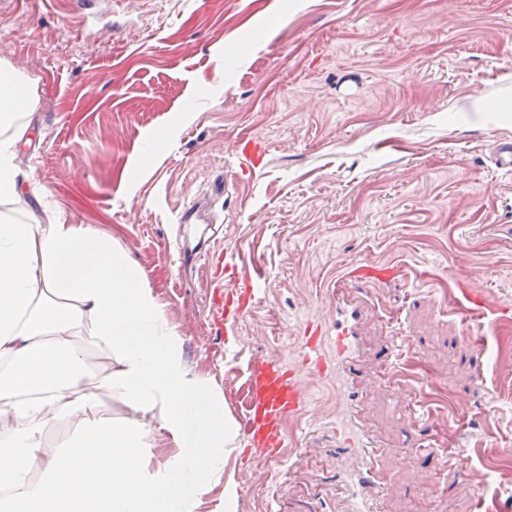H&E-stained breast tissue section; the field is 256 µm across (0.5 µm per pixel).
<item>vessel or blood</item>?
Wrapping results in <instances>:
<instances>
[{
	"label": "vessel or blood",
	"mask_w": 512,
	"mask_h": 512,
	"mask_svg": "<svg viewBox=\"0 0 512 512\" xmlns=\"http://www.w3.org/2000/svg\"><path fill=\"white\" fill-rule=\"evenodd\" d=\"M359 322L357 307L337 303L333 336H326L323 328H315L301 347L298 366L263 365L251 385L247 425L267 456L278 457L285 446V419L300 418L305 408L299 367L323 377H334L340 399L329 436L336 441V484L348 501L349 512H375V493L379 488L377 455L356 419L357 379L362 373L356 358Z\"/></svg>",
	"instance_id": "b4317fda"
}]
</instances>
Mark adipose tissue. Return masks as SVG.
Returning <instances> with one entry per match:
<instances>
[{
  "mask_svg": "<svg viewBox=\"0 0 512 512\" xmlns=\"http://www.w3.org/2000/svg\"><path fill=\"white\" fill-rule=\"evenodd\" d=\"M28 87L0 64V204L30 189ZM183 344L109 236L0 212V512H237L239 426Z\"/></svg>",
  "mask_w": 512,
  "mask_h": 512,
  "instance_id": "1",
  "label": "adipose tissue"
}]
</instances>
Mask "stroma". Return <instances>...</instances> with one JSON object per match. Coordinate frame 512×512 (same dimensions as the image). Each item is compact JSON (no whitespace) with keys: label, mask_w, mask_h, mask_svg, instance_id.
<instances>
[{"label":"stroma","mask_w":512,"mask_h":512,"mask_svg":"<svg viewBox=\"0 0 512 512\" xmlns=\"http://www.w3.org/2000/svg\"><path fill=\"white\" fill-rule=\"evenodd\" d=\"M1 61L35 83L33 185L143 269L238 423L251 374L297 360L352 265L396 266L360 293L378 512H512V171L495 163L512 142V0H112L95 25L65 0H0ZM190 208L191 236L236 275L261 271L220 335L221 280L176 246ZM300 381L308 413L285 421L283 456L239 437L236 474L268 480L240 484L237 512H347L324 446L288 469L336 416L331 378ZM420 442L463 454L419 470Z\"/></svg>","instance_id":"obj_1"}]
</instances>
